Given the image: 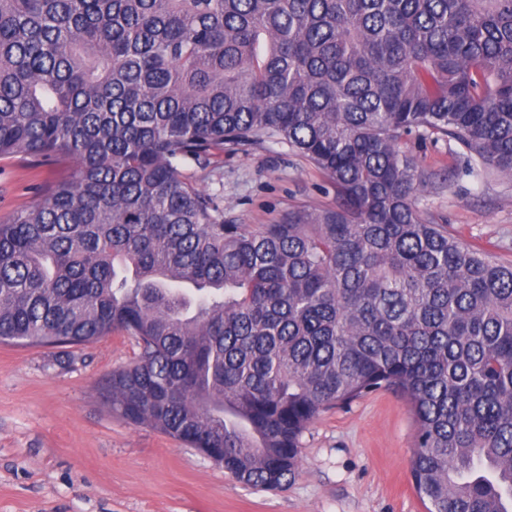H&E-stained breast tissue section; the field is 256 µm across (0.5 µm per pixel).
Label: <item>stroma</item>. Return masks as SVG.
I'll use <instances>...</instances> for the list:
<instances>
[{
    "instance_id": "stroma-1",
    "label": "stroma",
    "mask_w": 512,
    "mask_h": 512,
    "mask_svg": "<svg viewBox=\"0 0 512 512\" xmlns=\"http://www.w3.org/2000/svg\"><path fill=\"white\" fill-rule=\"evenodd\" d=\"M400 148L417 155L427 178L420 216L512 261V177L460 175L445 140L407 136ZM76 170L23 155L0 160V220ZM182 173L228 224H276L335 203L333 185L284 145L219 154ZM138 352L123 333L65 348L0 344V512H426L409 471L415 417L396 393L320 415L303 434L296 480L259 491L181 441L112 414L100 392Z\"/></svg>"
}]
</instances>
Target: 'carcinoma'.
I'll return each mask as SVG.
<instances>
[{
	"mask_svg": "<svg viewBox=\"0 0 512 512\" xmlns=\"http://www.w3.org/2000/svg\"><path fill=\"white\" fill-rule=\"evenodd\" d=\"M512 175V0H0V159H73L0 221V344L122 331L101 393L240 481L390 390L427 512H512V263L423 219L400 140ZM277 143L335 205L226 224L188 162Z\"/></svg>",
	"mask_w": 512,
	"mask_h": 512,
	"instance_id": "1",
	"label": "carcinoma"
}]
</instances>
